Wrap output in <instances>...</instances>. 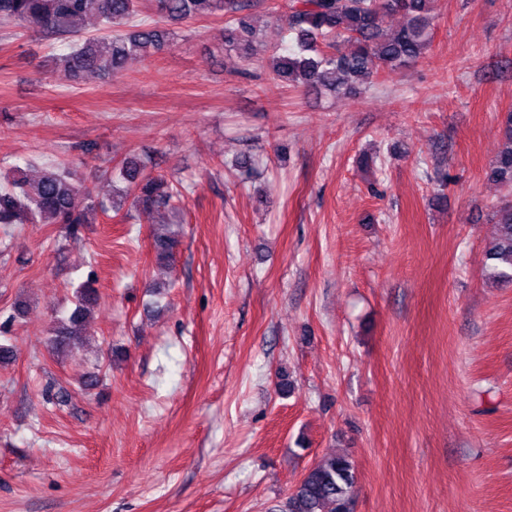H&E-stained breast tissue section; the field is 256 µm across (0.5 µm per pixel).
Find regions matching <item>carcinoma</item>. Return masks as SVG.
Instances as JSON below:
<instances>
[{"label": "carcinoma", "mask_w": 512, "mask_h": 512, "mask_svg": "<svg viewBox=\"0 0 512 512\" xmlns=\"http://www.w3.org/2000/svg\"><path fill=\"white\" fill-rule=\"evenodd\" d=\"M433 4L434 0H288L281 19L293 44L273 48L264 44L261 30L252 23L251 0H154V11L168 23L166 28L141 16L139 0H0V22L70 35L79 31V24L95 20L104 33L70 45L58 60L74 76L119 75L131 63L168 49L174 38L171 26L221 14L226 46L238 58L248 61L262 53L279 81L308 92L345 94L373 83L386 71L407 66L423 53L431 41ZM390 13H401L407 21L386 34L382 24ZM491 177L512 188L511 112ZM118 179L126 186L104 203L92 199L65 162L44 165L35 178L15 167L0 174V224H62L72 235L79 225L90 223L89 215L97 210L120 214L130 197L139 215L149 220L162 209L175 210L171 201L183 188L147 172L135 157L123 161ZM492 215L498 235L487 256L496 277L512 282V196L496 204ZM179 245L178 234L153 232L157 262H171ZM98 298L90 278L74 289V308L52 326L53 349L66 351L77 344ZM355 486L353 461L345 454L325 456L270 512H353Z\"/></svg>", "instance_id": "1"}]
</instances>
